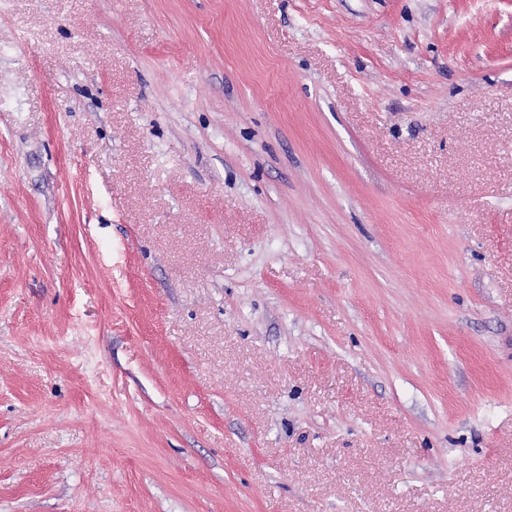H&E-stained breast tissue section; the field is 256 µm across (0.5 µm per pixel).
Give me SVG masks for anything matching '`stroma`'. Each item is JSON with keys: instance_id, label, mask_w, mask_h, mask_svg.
<instances>
[{"instance_id": "obj_1", "label": "stroma", "mask_w": 512, "mask_h": 512, "mask_svg": "<svg viewBox=\"0 0 512 512\" xmlns=\"http://www.w3.org/2000/svg\"><path fill=\"white\" fill-rule=\"evenodd\" d=\"M0 512H512V0H0Z\"/></svg>"}]
</instances>
